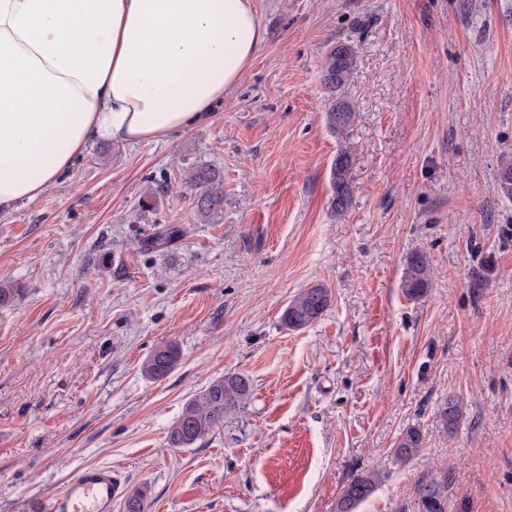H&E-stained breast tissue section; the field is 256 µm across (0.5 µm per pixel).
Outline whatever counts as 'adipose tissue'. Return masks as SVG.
<instances>
[{"label": "adipose tissue", "instance_id": "ef3b65f1", "mask_svg": "<svg viewBox=\"0 0 512 512\" xmlns=\"http://www.w3.org/2000/svg\"><path fill=\"white\" fill-rule=\"evenodd\" d=\"M264 40L252 0H0V213L205 118Z\"/></svg>", "mask_w": 512, "mask_h": 512}]
</instances>
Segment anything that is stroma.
I'll use <instances>...</instances> for the list:
<instances>
[{
  "label": "stroma",
  "instance_id": "stroma-1",
  "mask_svg": "<svg viewBox=\"0 0 512 512\" xmlns=\"http://www.w3.org/2000/svg\"><path fill=\"white\" fill-rule=\"evenodd\" d=\"M265 41L210 118L159 141L87 146L39 198L0 213V512H36L81 468L109 465L149 512H336L353 476L382 480L359 512H512V0H253ZM350 45L343 135L324 114L330 46ZM353 149V202L330 170ZM224 178L202 219L186 184ZM154 211L140 214L146 190ZM180 226L161 248L138 239ZM425 252L433 286L400 288ZM327 310L281 316L314 284ZM180 363L151 380V350ZM243 373L248 403L189 448L184 404ZM459 396L445 434L435 413ZM418 428L417 457L393 449ZM352 164L351 147L341 145L331 168V211L336 216L345 215L352 205L351 185L347 173ZM189 184L197 191L196 207L207 221L221 218L224 213L223 178L208 166L193 169L188 176ZM330 302L331 292L323 284L304 288L289 301L281 320L289 329H303L320 318ZM180 350L173 343L156 346L142 364V371L150 379H163L178 365ZM444 491L443 483L421 484L416 491L419 512H444Z\"/></svg>",
  "mask_w": 512,
  "mask_h": 512
}]
</instances>
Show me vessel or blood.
I'll use <instances>...</instances> for the list:
<instances>
[{"label": "vessel or blood", "mask_w": 512, "mask_h": 512, "mask_svg": "<svg viewBox=\"0 0 512 512\" xmlns=\"http://www.w3.org/2000/svg\"><path fill=\"white\" fill-rule=\"evenodd\" d=\"M126 485L109 467H87L74 475L45 506V512H112Z\"/></svg>", "instance_id": "b4317fda"}]
</instances>
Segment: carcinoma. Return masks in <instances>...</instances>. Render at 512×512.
<instances>
[{
	"label": "carcinoma",
	"instance_id": "carcinoma-1",
	"mask_svg": "<svg viewBox=\"0 0 512 512\" xmlns=\"http://www.w3.org/2000/svg\"><path fill=\"white\" fill-rule=\"evenodd\" d=\"M357 59L353 49L338 43L325 54L323 84L332 93L340 91L350 80ZM354 106L344 97H337L334 105L325 113L330 131L342 135L354 119ZM352 164L351 147L340 146L331 168V211L337 216L345 215L352 205L351 185L347 173ZM189 184L197 190L196 207L207 220H215L224 213L223 178L208 166L193 169L188 176ZM500 193L512 199V159L501 161L497 173ZM182 229L173 224L140 242L143 250L157 249L179 236ZM432 272L429 259L424 252H413L404 262L401 288L411 300L419 299L432 288ZM331 292L322 284L302 289L289 302L282 315V322L292 330H300L315 322L327 310ZM180 350L173 343L155 347L142 364V371L150 379H163L178 365ZM252 394V381L245 374H231L214 379L198 395L183 407L168 434L171 448H189L215 430L224 426V418L236 413L246 404ZM462 416L461 401L448 397L439 407L436 418L445 433L454 432ZM422 448L421 432L411 427L399 438L394 448V457L400 463L412 460ZM380 476L367 472L354 476L345 486L336 503V512H358L376 491ZM442 483L431 482L417 488L419 512H444Z\"/></svg>",
	"mask_w": 512,
	"mask_h": 512
}]
</instances>
